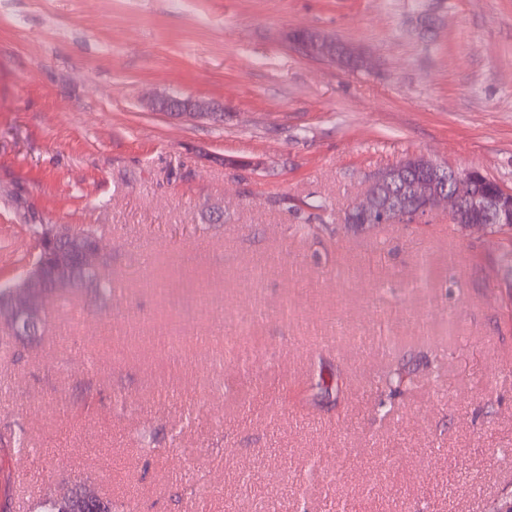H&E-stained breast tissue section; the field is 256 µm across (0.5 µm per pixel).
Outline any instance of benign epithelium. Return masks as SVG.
<instances>
[{
    "label": "benign epithelium",
    "mask_w": 512,
    "mask_h": 512,
    "mask_svg": "<svg viewBox=\"0 0 512 512\" xmlns=\"http://www.w3.org/2000/svg\"><path fill=\"white\" fill-rule=\"evenodd\" d=\"M305 38L295 44L310 56L336 58V42L314 31H304ZM155 107L178 117L224 118V107L219 104L196 101L178 96H163ZM485 179L483 173L471 168L459 171L424 155H409L391 168L379 170L368 177L362 198L355 201L344 217V223L354 224L360 218L378 224H419L432 213L448 210V218L455 224L485 229L489 224L512 228V190L495 184L483 194L471 191L472 184ZM52 241L66 244L79 237L78 231L67 224L48 226ZM86 266H99L104 258L100 237L78 253ZM44 268L32 265L13 290L3 297L9 313L8 325L12 335L22 336L38 318L44 293L40 280ZM73 264L58 259L52 265V282L57 288L71 284Z\"/></svg>",
    "instance_id": "benign-epithelium-1"
}]
</instances>
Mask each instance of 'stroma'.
<instances>
[{"label":"stroma","mask_w":512,"mask_h":512,"mask_svg":"<svg viewBox=\"0 0 512 512\" xmlns=\"http://www.w3.org/2000/svg\"><path fill=\"white\" fill-rule=\"evenodd\" d=\"M411 154L512 190V0H0V282L69 224L116 286L48 295L27 350L0 322L10 512L79 482L125 512L511 504L512 232L343 221ZM304 39H295L294 42L304 53L310 56L336 59V42L314 31L300 30ZM297 33V34H300ZM295 34V35H297ZM154 105L157 109L178 117L224 119V106L190 98L163 96ZM86 238H93L98 230L91 226L78 229ZM78 231L67 224H56L48 226V234L53 242L66 244L72 242L79 237ZM407 376L405 370L399 364L390 365L379 377L381 393L389 397L403 393Z\"/></svg>","instance_id":"35a3bbf8"}]
</instances>
